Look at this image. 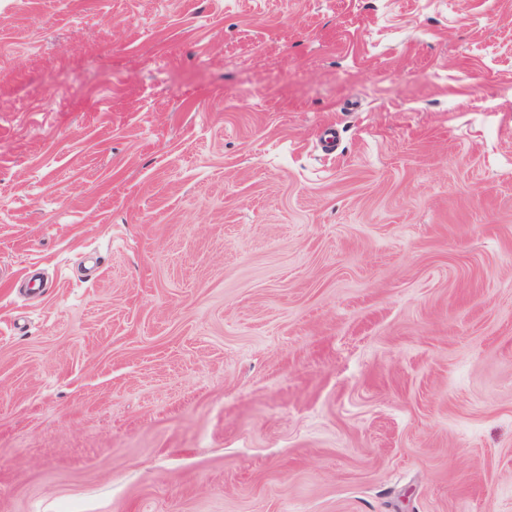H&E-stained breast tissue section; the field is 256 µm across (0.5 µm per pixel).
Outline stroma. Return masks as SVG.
Masks as SVG:
<instances>
[{
	"label": "stroma",
	"instance_id": "35a3bbf8",
	"mask_svg": "<svg viewBox=\"0 0 512 512\" xmlns=\"http://www.w3.org/2000/svg\"><path fill=\"white\" fill-rule=\"evenodd\" d=\"M1 265L0 512H512V0H0Z\"/></svg>",
	"mask_w": 512,
	"mask_h": 512
}]
</instances>
